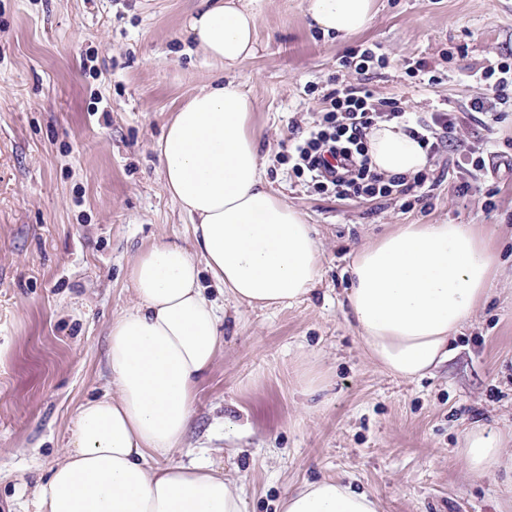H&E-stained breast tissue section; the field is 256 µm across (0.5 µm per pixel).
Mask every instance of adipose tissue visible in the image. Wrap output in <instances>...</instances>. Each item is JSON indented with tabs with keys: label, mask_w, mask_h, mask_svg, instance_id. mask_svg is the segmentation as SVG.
Instances as JSON below:
<instances>
[{
	"label": "adipose tissue",
	"mask_w": 512,
	"mask_h": 512,
	"mask_svg": "<svg viewBox=\"0 0 512 512\" xmlns=\"http://www.w3.org/2000/svg\"><path fill=\"white\" fill-rule=\"evenodd\" d=\"M265 0H200L189 34L226 81L193 94L158 143L162 183L189 218L193 245L157 242L131 262L137 303L114 318L107 364L112 391L79 408L74 440L34 496L37 512H245L240 490L209 464L162 465L191 427L197 379L222 342L220 316L200 285L209 271L235 302L271 307L306 298L321 246L285 197L272 192L251 126L253 102L233 70L257 51ZM314 25L343 38L366 29L374 0H306ZM372 167L410 176L427 148L394 122L367 136ZM495 255L470 224H400L361 246L343 306L371 360L389 374L422 377L489 291ZM501 434L468 428L459 453L483 475L504 457ZM281 512H379L376 499L337 479L308 482Z\"/></svg>",
	"instance_id": "obj_1"
}]
</instances>
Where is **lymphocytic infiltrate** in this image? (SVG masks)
I'll use <instances>...</instances> for the list:
<instances>
[{"instance_id":"f902f5d3","label":"lymphocytic infiltrate","mask_w":512,"mask_h":512,"mask_svg":"<svg viewBox=\"0 0 512 512\" xmlns=\"http://www.w3.org/2000/svg\"><path fill=\"white\" fill-rule=\"evenodd\" d=\"M327 111L321 122L297 131L290 139L288 159L293 170L308 182L342 197L378 199L408 195L423 186L428 175L387 177L371 168L367 134L381 121H398L404 131L430 150L444 137L454 136L456 118L439 111L431 118H409L395 101L377 102L366 85L331 90L325 96Z\"/></svg>"}]
</instances>
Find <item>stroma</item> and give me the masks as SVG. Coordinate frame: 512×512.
Returning <instances> with one entry per match:
<instances>
[{"mask_svg":"<svg viewBox=\"0 0 512 512\" xmlns=\"http://www.w3.org/2000/svg\"><path fill=\"white\" fill-rule=\"evenodd\" d=\"M199 0H0V512H34L33 492L69 449L77 410L111 391L113 318L133 307L129 263L151 244L193 243L165 191L157 144L173 112L222 69L187 33ZM364 31L341 39L305 0H268L258 52L238 68L271 188L313 224L323 250L313 293L259 308L221 299L222 348L197 383L191 428L167 462L223 472L247 512H276L288 492L339 477L380 512H512V105L492 131L471 121L475 78L512 62V0H375ZM388 64L369 87L414 115L457 118V146L430 156L415 200L318 191L286 159L293 128L320 120L324 94L361 83L349 50ZM427 62L425 87L411 74ZM493 140L491 171L469 150ZM494 191L485 213L458 191ZM474 224L496 257L490 293L432 374L392 376L367 356L341 302L351 254L399 224ZM319 382L307 387V374ZM502 432L485 475L457 454L465 428Z\"/></svg>","mask_w":512,"mask_h":512,"instance_id":"obj_1","label":"stroma"}]
</instances>
